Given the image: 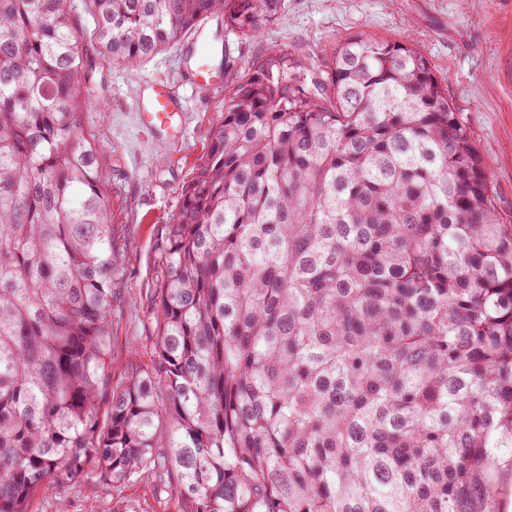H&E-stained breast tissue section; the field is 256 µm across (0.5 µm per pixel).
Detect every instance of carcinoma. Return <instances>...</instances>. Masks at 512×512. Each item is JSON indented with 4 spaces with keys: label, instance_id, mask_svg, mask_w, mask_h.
<instances>
[{
    "label": "carcinoma",
    "instance_id": "carcinoma-1",
    "mask_svg": "<svg viewBox=\"0 0 512 512\" xmlns=\"http://www.w3.org/2000/svg\"><path fill=\"white\" fill-rule=\"evenodd\" d=\"M133 69L285 0H85ZM75 0H0V512L96 459L182 512H501L512 224L418 50L284 47L237 81L153 259L151 365L111 360L112 224ZM168 403L160 407L156 391Z\"/></svg>",
    "mask_w": 512,
    "mask_h": 512
}]
</instances>
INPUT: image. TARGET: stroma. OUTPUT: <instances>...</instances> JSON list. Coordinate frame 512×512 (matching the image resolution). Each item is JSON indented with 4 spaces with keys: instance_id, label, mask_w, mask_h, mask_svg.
I'll list each match as a JSON object with an SVG mask.
<instances>
[{
    "instance_id": "stroma-1",
    "label": "stroma",
    "mask_w": 512,
    "mask_h": 512,
    "mask_svg": "<svg viewBox=\"0 0 512 512\" xmlns=\"http://www.w3.org/2000/svg\"><path fill=\"white\" fill-rule=\"evenodd\" d=\"M356 34L411 46L430 62L488 157L497 209L512 221V0H286L280 17L257 39H232L234 75L251 73L258 60L288 47L321 66L345 39ZM91 87L105 114L91 113L87 130L103 145L102 188L112 205L111 361L97 398V419L106 423L112 389L126 377L131 359L152 364L154 346L146 329V295L156 244L181 202V190L205 154L208 132L224 109L232 83L208 93L181 81L190 60L180 46L143 61L137 72L93 57ZM153 84L180 91L182 119L170 135L145 138L134 112ZM180 512L181 499L153 477L113 489L88 461L78 479L34 492L28 512Z\"/></svg>"
}]
</instances>
